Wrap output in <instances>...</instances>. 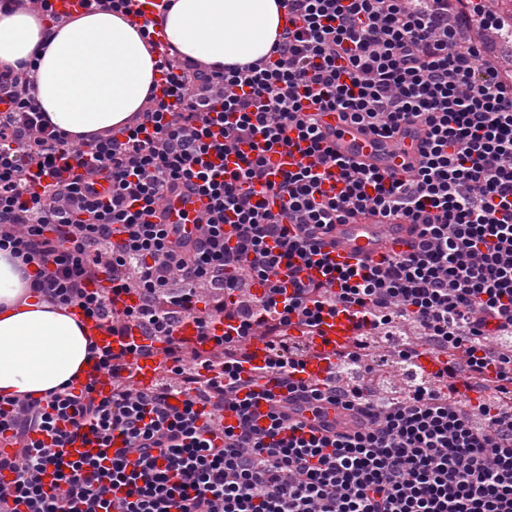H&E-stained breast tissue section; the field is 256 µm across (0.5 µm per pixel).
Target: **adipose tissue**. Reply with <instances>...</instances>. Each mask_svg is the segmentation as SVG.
Returning a JSON list of instances; mask_svg holds the SVG:
<instances>
[{"label":"adipose tissue","mask_w":512,"mask_h":512,"mask_svg":"<svg viewBox=\"0 0 512 512\" xmlns=\"http://www.w3.org/2000/svg\"><path fill=\"white\" fill-rule=\"evenodd\" d=\"M283 24L278 0H174L163 20L182 56L220 65L267 56ZM0 67L30 71L43 111L75 142L126 125L155 77L138 27L109 11L53 29L33 12L0 13ZM87 357L82 325L0 249V393L42 396L81 375Z\"/></svg>","instance_id":"ef3b65f1"}]
</instances>
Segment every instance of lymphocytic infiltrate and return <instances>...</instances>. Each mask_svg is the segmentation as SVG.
Masks as SVG:
<instances>
[{
  "label": "lymphocytic infiltrate",
  "mask_w": 512,
  "mask_h": 512,
  "mask_svg": "<svg viewBox=\"0 0 512 512\" xmlns=\"http://www.w3.org/2000/svg\"><path fill=\"white\" fill-rule=\"evenodd\" d=\"M281 5L270 55L221 68L153 42L162 19L144 20L158 80L126 127L78 145L50 125L32 76L0 70V249L34 265L44 300L112 334L134 322L162 336L184 316L203 345L178 385L0 395V435L14 443L0 472L15 474L0 481V512H512V405L461 407L512 378V80L467 39L504 25L477 0ZM326 112L390 140L419 129L416 163L398 174L337 157ZM295 140L305 161L267 182V154ZM333 176L343 187L325 194ZM181 187L210 201L191 245L171 240L161 210ZM365 214L415 225L408 252L302 280L327 227ZM105 264L111 275L92 285ZM242 274L269 286L247 318L225 301ZM129 292L137 305L114 314L113 296ZM341 311L360 316L359 338L324 378L294 381L303 357L277 354L291 325L311 337ZM218 315L235 332L212 340ZM403 321L441 354L402 397L370 391L361 338ZM257 329L271 355L256 378L278 375L288 402L312 414L342 407L350 430L284 411L256 422L252 398L238 396L248 356L237 345ZM229 400L236 425L215 427ZM77 442L89 450L70 457Z\"/></svg>",
  "instance_id": "1"
}]
</instances>
